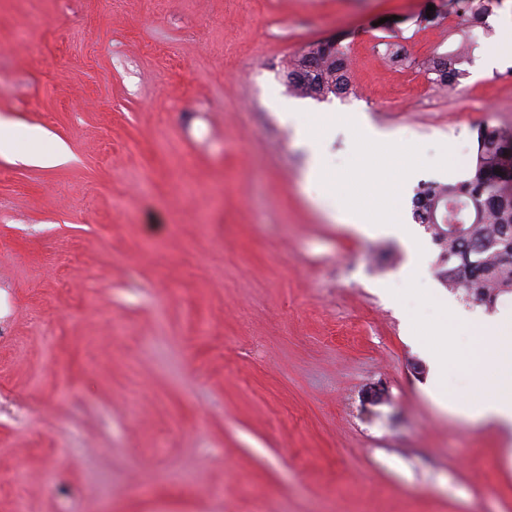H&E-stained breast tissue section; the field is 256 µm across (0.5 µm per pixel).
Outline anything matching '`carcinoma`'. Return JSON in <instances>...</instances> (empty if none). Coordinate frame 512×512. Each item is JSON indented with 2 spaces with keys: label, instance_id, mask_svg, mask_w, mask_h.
<instances>
[{
  "label": "carcinoma",
  "instance_id": "carcinoma-1",
  "mask_svg": "<svg viewBox=\"0 0 512 512\" xmlns=\"http://www.w3.org/2000/svg\"><path fill=\"white\" fill-rule=\"evenodd\" d=\"M468 25L481 24L501 0H450ZM470 44L433 55L432 83L454 91ZM292 92L315 99L348 92L346 58L339 39L319 42L294 57L283 74ZM413 216L439 248L437 276L446 287L491 306L512 293V132L484 126L468 178L424 183L413 198Z\"/></svg>",
  "mask_w": 512,
  "mask_h": 512
}]
</instances>
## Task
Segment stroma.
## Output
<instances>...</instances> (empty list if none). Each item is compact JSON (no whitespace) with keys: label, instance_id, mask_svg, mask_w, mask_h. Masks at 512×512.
<instances>
[{"label":"stroma","instance_id":"1","mask_svg":"<svg viewBox=\"0 0 512 512\" xmlns=\"http://www.w3.org/2000/svg\"><path fill=\"white\" fill-rule=\"evenodd\" d=\"M433 2L0 0V512H512L498 427L431 399L404 245L331 218L284 117L340 116L334 169L352 119L420 147L415 183L465 179L479 129H512V0L452 96L424 61L468 32L416 26ZM339 34L351 93L289 91V58ZM437 257L420 283L449 312L512 313Z\"/></svg>","mask_w":512,"mask_h":512}]
</instances>
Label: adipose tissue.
Here are the masks:
<instances>
[{
	"label": "adipose tissue",
	"mask_w": 512,
	"mask_h": 512,
	"mask_svg": "<svg viewBox=\"0 0 512 512\" xmlns=\"http://www.w3.org/2000/svg\"><path fill=\"white\" fill-rule=\"evenodd\" d=\"M418 333L435 348L432 380L442 382L448 375V347L456 335L473 336L472 345L462 348L457 357L473 376L470 396L448 402L437 396L440 409H451L470 422L491 421L512 428V363L503 362L502 354L512 353V318L494 317L480 322L457 317L452 324L436 323L419 327Z\"/></svg>",
	"instance_id": "1"
}]
</instances>
